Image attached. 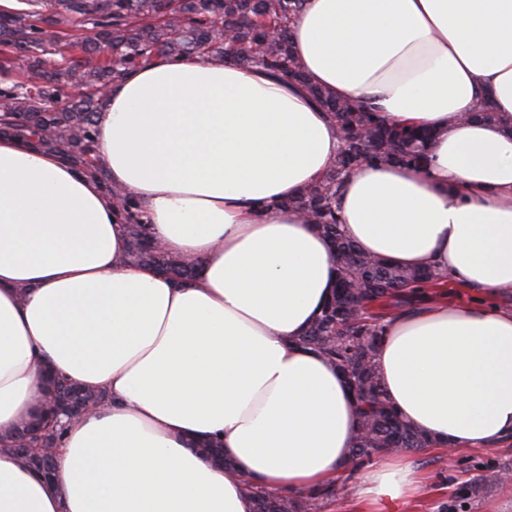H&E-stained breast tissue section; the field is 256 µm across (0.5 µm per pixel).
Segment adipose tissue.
Segmentation results:
<instances>
[{
	"label": "adipose tissue",
	"mask_w": 512,
	"mask_h": 512,
	"mask_svg": "<svg viewBox=\"0 0 512 512\" xmlns=\"http://www.w3.org/2000/svg\"><path fill=\"white\" fill-rule=\"evenodd\" d=\"M307 83L436 133L416 166L366 162L337 207L368 254L431 267L471 302L421 293L374 361L404 418L451 451L512 438V0H307L289 23ZM305 85L220 60L155 58L109 85L103 174L0 136V436L35 412L44 366L106 402L71 422L49 483L0 449V512H252L244 482L304 496L351 468L343 377L297 346L336 286L325 238L282 201L333 166ZM497 122L467 120L478 97ZM122 189L179 285L121 263ZM220 440L224 469L196 445ZM420 485L375 458L364 512Z\"/></svg>",
	"instance_id": "obj_1"
}]
</instances>
